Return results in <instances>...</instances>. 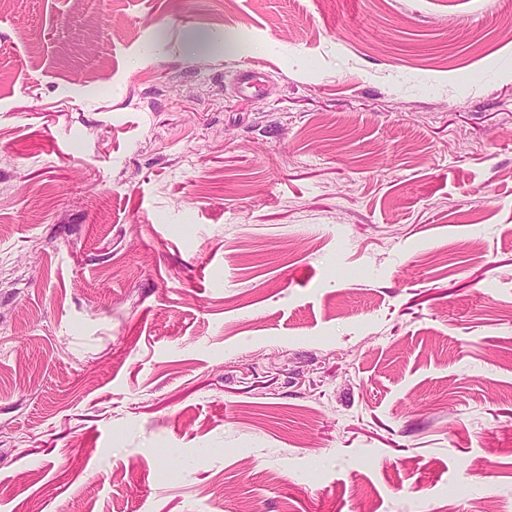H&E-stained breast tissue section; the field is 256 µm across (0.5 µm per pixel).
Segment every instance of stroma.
<instances>
[{
    "instance_id": "obj_1",
    "label": "stroma",
    "mask_w": 512,
    "mask_h": 512,
    "mask_svg": "<svg viewBox=\"0 0 512 512\" xmlns=\"http://www.w3.org/2000/svg\"><path fill=\"white\" fill-rule=\"evenodd\" d=\"M0 512H512V0H0Z\"/></svg>"
}]
</instances>
